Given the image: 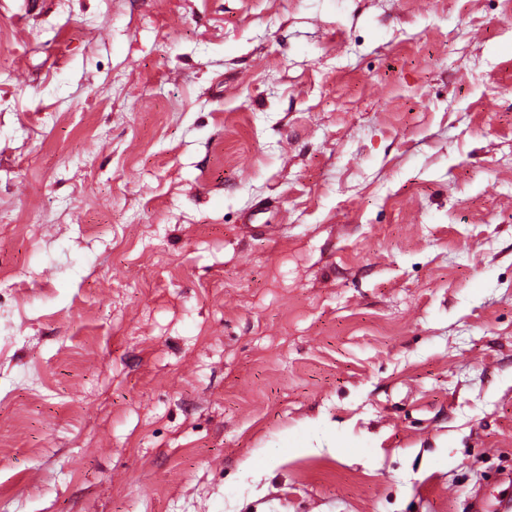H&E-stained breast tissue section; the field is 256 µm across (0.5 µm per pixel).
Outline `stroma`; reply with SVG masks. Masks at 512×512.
<instances>
[{
    "mask_svg": "<svg viewBox=\"0 0 512 512\" xmlns=\"http://www.w3.org/2000/svg\"><path fill=\"white\" fill-rule=\"evenodd\" d=\"M512 497V0H0V512Z\"/></svg>",
    "mask_w": 512,
    "mask_h": 512,
    "instance_id": "obj_1",
    "label": "stroma"
}]
</instances>
